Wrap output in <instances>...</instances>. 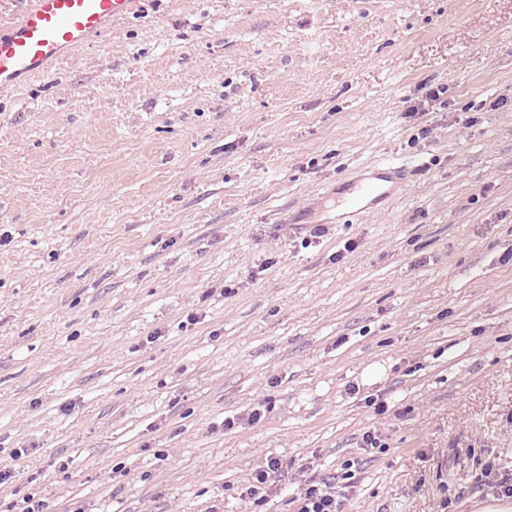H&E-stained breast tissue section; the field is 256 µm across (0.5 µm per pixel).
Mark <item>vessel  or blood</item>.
I'll list each match as a JSON object with an SVG mask.
<instances>
[{
    "mask_svg": "<svg viewBox=\"0 0 512 512\" xmlns=\"http://www.w3.org/2000/svg\"><path fill=\"white\" fill-rule=\"evenodd\" d=\"M140 0H26L19 19L0 28V90L16 88L65 60L137 12ZM407 167L395 162L366 170L345 188L324 193L343 215L364 213L394 197Z\"/></svg>",
    "mask_w": 512,
    "mask_h": 512,
    "instance_id": "vessel-or-blood-1",
    "label": "vessel or blood"
}]
</instances>
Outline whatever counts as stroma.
Instances as JSON below:
<instances>
[{"label":"stroma","instance_id":"1","mask_svg":"<svg viewBox=\"0 0 512 512\" xmlns=\"http://www.w3.org/2000/svg\"><path fill=\"white\" fill-rule=\"evenodd\" d=\"M385 162L398 196L327 223ZM0 468V512H291L312 480L482 512L512 478V0H142L0 90ZM281 465L277 459H270L267 468L260 470L252 475L244 494L251 499H255L261 493H266V490L272 486L277 478Z\"/></svg>","mask_w":512,"mask_h":512}]
</instances>
